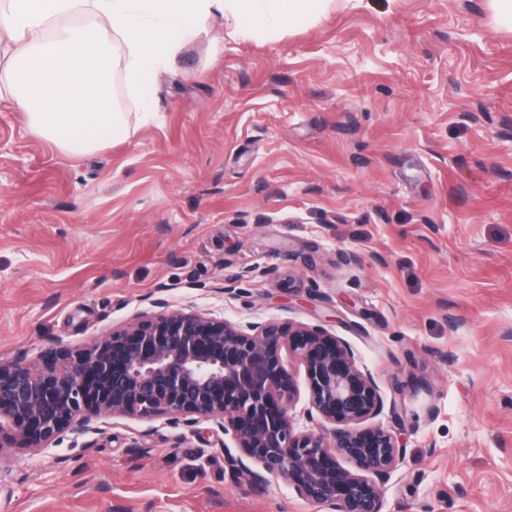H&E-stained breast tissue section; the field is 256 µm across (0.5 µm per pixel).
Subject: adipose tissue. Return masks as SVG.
<instances>
[{"mask_svg":"<svg viewBox=\"0 0 512 512\" xmlns=\"http://www.w3.org/2000/svg\"><path fill=\"white\" fill-rule=\"evenodd\" d=\"M322 0H6L0 55L15 73L0 103L27 117V130L67 156L128 138L146 121L161 71L205 32L232 15L240 26L280 28L317 14ZM111 41H104L102 31ZM144 109L118 111L114 69Z\"/></svg>","mask_w":512,"mask_h":512,"instance_id":"ef3b65f1","label":"adipose tissue"}]
</instances>
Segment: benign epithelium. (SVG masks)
I'll list each match as a JSON object with an SVG mask.
<instances>
[{
  "instance_id": "benign-epithelium-1",
  "label": "benign epithelium",
  "mask_w": 512,
  "mask_h": 512,
  "mask_svg": "<svg viewBox=\"0 0 512 512\" xmlns=\"http://www.w3.org/2000/svg\"><path fill=\"white\" fill-rule=\"evenodd\" d=\"M154 306L160 311L138 314L49 371L23 357L0 362V421L43 450L67 430L97 433L92 415H168L190 428L203 418L240 448L242 455L227 458L232 476L246 474L257 487L280 479L331 512H382V485L403 447L381 428L356 427L385 403L348 346L320 326L268 320L243 327L213 313ZM285 348L304 363L306 414L319 432L295 426Z\"/></svg>"
}]
</instances>
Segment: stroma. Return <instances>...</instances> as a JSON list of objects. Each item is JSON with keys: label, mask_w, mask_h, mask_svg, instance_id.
I'll list each match as a JSON object with an SVG mask.
<instances>
[{"label": "stroma", "mask_w": 512, "mask_h": 512, "mask_svg": "<svg viewBox=\"0 0 512 512\" xmlns=\"http://www.w3.org/2000/svg\"><path fill=\"white\" fill-rule=\"evenodd\" d=\"M236 26L184 47L153 120L95 153L0 105V361L55 365L157 299L320 323L397 406L366 421L405 447L382 512H512V31L488 0ZM90 424L93 448L1 433L0 512H325L232 477L212 422Z\"/></svg>", "instance_id": "35a3bbf8"}]
</instances>
